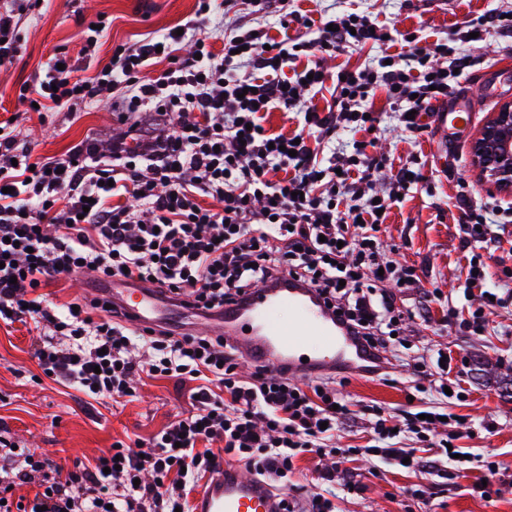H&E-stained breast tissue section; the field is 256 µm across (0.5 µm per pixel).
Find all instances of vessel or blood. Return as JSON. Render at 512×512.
<instances>
[{
	"instance_id": "1",
	"label": "vessel or blood",
	"mask_w": 512,
	"mask_h": 512,
	"mask_svg": "<svg viewBox=\"0 0 512 512\" xmlns=\"http://www.w3.org/2000/svg\"><path fill=\"white\" fill-rule=\"evenodd\" d=\"M473 100L452 91L437 121L448 137L471 126ZM97 298L118 307L132 325L178 329L193 313L162 289L138 281L91 280ZM247 361L285 371L292 379L355 373L373 376L375 362L319 293L296 281L276 282L246 299L199 316ZM286 494L242 466L221 465L198 495L194 512H283Z\"/></svg>"
}]
</instances>
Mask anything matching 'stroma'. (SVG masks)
Instances as JSON below:
<instances>
[{
  "mask_svg": "<svg viewBox=\"0 0 512 512\" xmlns=\"http://www.w3.org/2000/svg\"><path fill=\"white\" fill-rule=\"evenodd\" d=\"M297 8L312 14L343 10L372 12L380 21L396 25L418 39L434 41L454 28L477 21L493 6L492 0H297ZM197 0H42L20 20V45L9 66L0 68V123L12 121L18 141L33 157H65L76 144L96 139L123 140L135 147L139 135L115 112L111 103L91 102L75 112L30 111L20 99L21 86L35 84L54 57L77 58L90 23L105 20L98 50L82 76L89 77L110 62L118 45L152 37L192 19ZM466 54L481 63L467 69L458 80L461 90L475 96L477 124H484L501 104L512 101V39L497 33L485 41L465 46ZM498 82L495 100H487L482 82ZM380 116L375 134L359 132L337 140L351 149L366 143L367 153L396 160L420 156L427 184L411 190L395 206L382 226L384 246L396 247L401 264L415 267L425 289H439L440 303L433 306L429 322L410 324L408 348L389 378L351 379L342 386L354 410L375 405L393 415L414 407L442 404L438 394L423 392L410 398L413 385L437 370L438 353L451 355L452 370H467L463 398L446 405L448 412L464 416L467 434L459 439L471 460L493 461L512 469V397L503 393L496 378L512 375V256L499 250L488 257L489 285L505 289V303L490 315L483 335L460 330L449 309L465 300L460 286L465 278V257L459 247L462 216L454 202L458 194L474 196L489 208H512V192L498 191L480 181L472 161L474 132L446 139L437 126L422 136L396 130V117L385 106L384 95L374 102ZM36 332L32 325L0 321V426L19 452L47 454L64 465L98 457L112 443L126 438L147 439L174 415L189 409L188 386L167 379H147L137 400L90 398L73 385L44 377L33 356ZM423 358L418 371L414 358ZM318 457L300 453L288 480V500L308 504L325 492L316 471ZM361 474V487L337 490L336 512H512V487L489 498L474 492L464 465L440 473H409L397 462L362 457L353 463Z\"/></svg>",
  "mask_w": 512,
  "mask_h": 512,
  "instance_id": "1",
  "label": "stroma"
}]
</instances>
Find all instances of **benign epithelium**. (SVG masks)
<instances>
[{
    "instance_id": "benign-epithelium-1",
    "label": "benign epithelium",
    "mask_w": 512,
    "mask_h": 512,
    "mask_svg": "<svg viewBox=\"0 0 512 512\" xmlns=\"http://www.w3.org/2000/svg\"><path fill=\"white\" fill-rule=\"evenodd\" d=\"M471 152L473 164L486 183L497 190H512V102L490 115Z\"/></svg>"
}]
</instances>
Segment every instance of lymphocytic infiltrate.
Listing matches in <instances>:
<instances>
[{
  "label": "lymphocytic infiltrate",
  "mask_w": 512,
  "mask_h": 512,
  "mask_svg": "<svg viewBox=\"0 0 512 512\" xmlns=\"http://www.w3.org/2000/svg\"><path fill=\"white\" fill-rule=\"evenodd\" d=\"M223 6L235 23L222 53L204 34L212 0H200L183 34L170 30L117 46L90 77L49 63L36 87L20 91L47 111L107 99L121 112L162 113L171 126L149 148L115 143L103 152L86 141L68 157L36 159L13 132H0V320H30L65 337L62 345L39 338L34 357L46 376L89 397L135 398L144 377L193 383L195 395L191 411L155 436L115 441L94 462L67 468L28 456L21 466L0 467V512H191L198 480L226 458L284 483L304 449L333 461L319 480L349 490L357 484L349 463L360 456L403 460L412 472L440 470L452 458L447 443L457 433L444 443L431 439L439 410L425 420L411 411L398 420L366 406L368 444L342 448L336 433L359 414L334 382L303 385L261 364L245 376L223 337L137 330L100 302L58 311L39 295L85 264L103 276L153 281L182 304L211 310L287 275L316 288L353 335L387 355L397 349V323L430 317L437 292L408 306L403 290L418 287L419 277L390 257L379 237L386 212L425 180L417 158L393 168L364 145L341 155L325 154V145L342 129L374 132L372 101L381 90L403 131L426 132L424 115L444 103L466 68L455 43L492 29L512 37V0L410 54L342 66L333 76L325 58L397 41L398 30L370 12L315 19L289 9L288 0ZM273 12L283 28L313 27L317 37L269 39L262 20ZM189 31L197 37L186 55ZM160 61L165 69L148 76L147 67ZM296 62L300 70L286 76ZM328 85L332 102L318 107L314 98ZM275 109L295 112L293 133L263 129L264 113ZM457 207L465 217L461 248L469 254L463 293L480 301L479 312L459 323L479 336L497 304L474 247L497 249L501 239L483 206L462 195ZM406 434L415 445L403 443ZM34 481L42 490L30 507L11 510L8 494Z\"/></svg>",
  "instance_id": "lymphocytic-infiltrate-1"
}]
</instances>
